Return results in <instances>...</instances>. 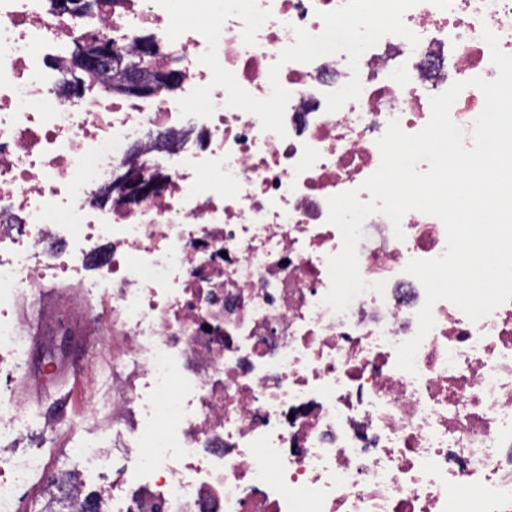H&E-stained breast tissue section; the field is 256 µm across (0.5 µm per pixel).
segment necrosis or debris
Returning a JSON list of instances; mask_svg holds the SVG:
<instances>
[{
  "label": "necrosis or debris",
  "instance_id": "necrosis-or-debris-1",
  "mask_svg": "<svg viewBox=\"0 0 512 512\" xmlns=\"http://www.w3.org/2000/svg\"><path fill=\"white\" fill-rule=\"evenodd\" d=\"M344 2L257 0L270 16L252 45L239 17L222 26L218 60L252 96L269 95L280 64L282 137L221 87L207 119L162 92L142 104L93 84L85 111L60 96L75 43L100 37L153 36L155 67L181 60L182 94L210 83L206 39H169L154 0L88 13L0 0V512H52L61 497L68 512H512V299L475 322L437 301L415 373L395 366L425 301L405 268L445 253L443 222L409 211L399 239L372 214L358 268L384 292L343 314L322 302L342 246L329 197L369 201L388 122L419 132L457 81L450 117L472 145L485 98L469 81L498 76L484 30L512 55V0H419L403 15L418 44L384 36L354 70L344 52L280 63L295 27L321 34V13ZM354 75L359 98L327 111ZM134 146L157 191L98 205ZM60 289L98 332L112 410L59 455L22 452L17 390L60 368L22 358L26 311L39 302L55 326L41 298ZM61 461L79 472L63 491L50 478Z\"/></svg>",
  "mask_w": 512,
  "mask_h": 512
}]
</instances>
